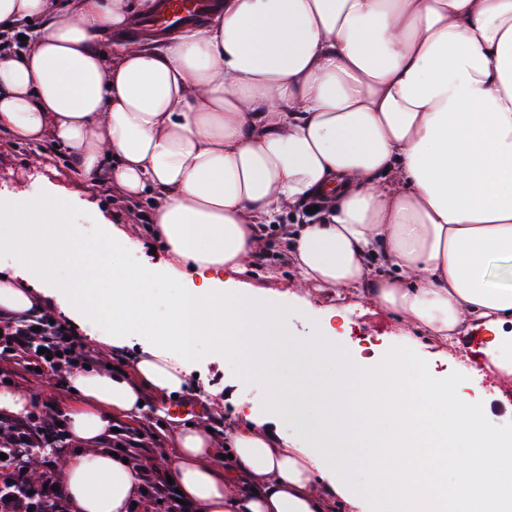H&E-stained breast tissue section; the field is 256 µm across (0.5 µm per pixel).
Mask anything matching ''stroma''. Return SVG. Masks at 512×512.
<instances>
[{
    "label": "stroma",
    "instance_id": "1",
    "mask_svg": "<svg viewBox=\"0 0 512 512\" xmlns=\"http://www.w3.org/2000/svg\"><path fill=\"white\" fill-rule=\"evenodd\" d=\"M50 191L70 196L73 205L64 222L81 238H99L105 224L120 228L127 223H144L146 216L152 213L149 199L130 203L123 200L111 185L89 186L74 168L67 147L49 142L37 148L11 140L1 130L0 199L15 198L20 192L38 196ZM286 233L287 227L283 224L268 231L263 256L254 260L248 278L253 287L279 292L287 290L293 271L283 245ZM351 325L352 332L342 338L341 343L352 355L365 348L366 337L399 336L403 333L400 321L381 310L353 313ZM198 353L196 376L188 391L161 403L147 402L140 420L132 425L120 421V428L131 425L138 430L150 431L154 443L166 448L170 445L168 427L171 419L189 416L197 421L211 412L229 423L240 398L262 399L264 386L260 380L250 378L245 355L218 360L206 344L199 346ZM453 354L482 369L483 376L477 385L487 404V421L503 427L512 425V376L486 369L478 342L462 343ZM242 378L247 379L248 384L241 390L236 382Z\"/></svg>",
    "mask_w": 512,
    "mask_h": 512
}]
</instances>
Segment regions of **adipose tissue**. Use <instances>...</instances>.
<instances>
[{"label": "adipose tissue", "mask_w": 512, "mask_h": 512, "mask_svg": "<svg viewBox=\"0 0 512 512\" xmlns=\"http://www.w3.org/2000/svg\"><path fill=\"white\" fill-rule=\"evenodd\" d=\"M160 7L0 0V26L47 20L26 49L0 54V130L59 142L85 178L153 204L151 224L106 245L64 224L60 194L0 203L14 230L0 251L15 257L0 311L52 297L89 339L143 340L126 365L68 377L78 449L59 479L72 512H132L142 469L106 448L112 421L185 391L204 342L246 352L265 392L223 438L199 422L175 429L166 473L195 512H512V428L484 421L453 376L395 346L358 364L351 386L335 337L289 340L281 303L242 280L268 225L319 199L288 238L299 314L315 297H355L434 345L480 338L512 375V0H217L161 47H94ZM142 232L162 241L161 267L117 260ZM187 266L201 285L157 320L160 282ZM284 358L306 381L280 371ZM311 399L306 441L270 432L268 413L286 419ZM220 440L231 456L219 466ZM362 467L380 495L358 484Z\"/></svg>", "instance_id": "obj_1"}]
</instances>
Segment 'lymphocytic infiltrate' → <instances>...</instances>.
<instances>
[{"label": "lymphocytic infiltrate", "mask_w": 512, "mask_h": 512, "mask_svg": "<svg viewBox=\"0 0 512 512\" xmlns=\"http://www.w3.org/2000/svg\"><path fill=\"white\" fill-rule=\"evenodd\" d=\"M19 359L57 391L67 384L64 367L99 361L77 328L55 321L46 309L26 319L0 315V375ZM37 407L34 418L0 416V512H71L57 488L58 460L68 444L61 417L47 400ZM42 448L53 450V457L35 459Z\"/></svg>", "instance_id": "f902f5d3"}]
</instances>
